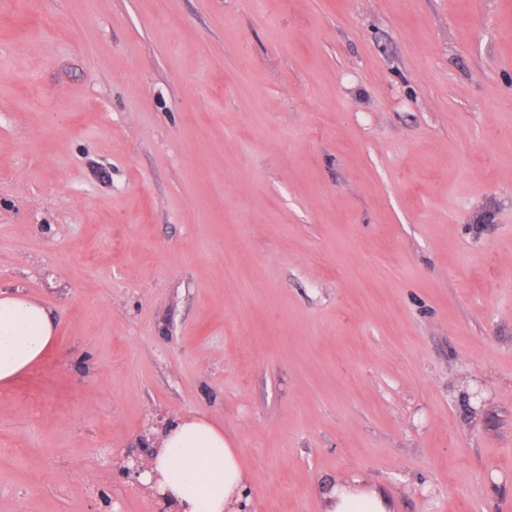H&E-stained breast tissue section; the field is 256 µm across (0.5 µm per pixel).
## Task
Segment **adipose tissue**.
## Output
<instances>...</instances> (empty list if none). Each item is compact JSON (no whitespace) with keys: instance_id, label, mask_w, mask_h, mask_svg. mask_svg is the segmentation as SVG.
Returning a JSON list of instances; mask_svg holds the SVG:
<instances>
[{"instance_id":"1","label":"adipose tissue","mask_w":512,"mask_h":512,"mask_svg":"<svg viewBox=\"0 0 512 512\" xmlns=\"http://www.w3.org/2000/svg\"><path fill=\"white\" fill-rule=\"evenodd\" d=\"M55 320L38 302L0 294V385L38 362L55 341ZM155 481L175 512H244L247 487L236 452L204 419L177 418L161 431L153 454Z\"/></svg>"}]
</instances>
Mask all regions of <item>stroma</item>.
Returning <instances> with one entry per match:
<instances>
[{
	"label": "stroma",
	"mask_w": 512,
	"mask_h": 512,
	"mask_svg": "<svg viewBox=\"0 0 512 512\" xmlns=\"http://www.w3.org/2000/svg\"><path fill=\"white\" fill-rule=\"evenodd\" d=\"M0 290V512L195 416L247 512H512V0H0ZM55 320L38 302L0 294V385L11 383L38 362L55 341ZM329 499L334 501L330 512H389L386 499L377 491L361 493L335 487L331 490Z\"/></svg>",
	"instance_id": "obj_1"
}]
</instances>
